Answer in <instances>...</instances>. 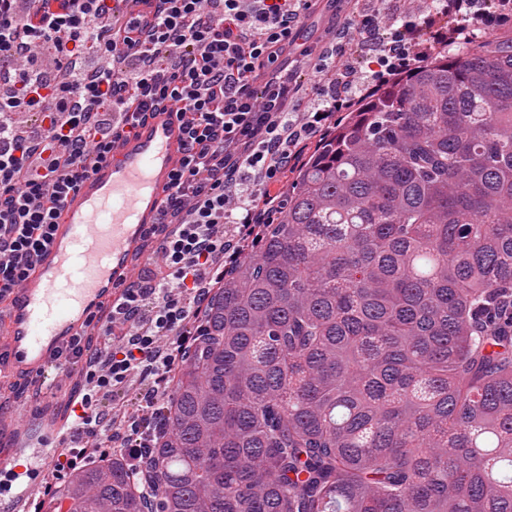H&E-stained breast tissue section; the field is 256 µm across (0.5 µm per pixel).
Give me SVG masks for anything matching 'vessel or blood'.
Here are the masks:
<instances>
[{
	"label": "vessel or blood",
	"instance_id": "obj_1",
	"mask_svg": "<svg viewBox=\"0 0 512 512\" xmlns=\"http://www.w3.org/2000/svg\"><path fill=\"white\" fill-rule=\"evenodd\" d=\"M183 143L182 126L168 108L154 111L136 136L116 142L108 162L65 201L33 274L0 304L9 368L33 387L44 385L57 349L129 281L130 258L160 219L184 160Z\"/></svg>",
	"mask_w": 512,
	"mask_h": 512
}]
</instances>
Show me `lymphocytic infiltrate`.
Here are the masks:
<instances>
[{
  "instance_id": "1",
  "label": "lymphocytic infiltrate",
  "mask_w": 512,
  "mask_h": 512,
  "mask_svg": "<svg viewBox=\"0 0 512 512\" xmlns=\"http://www.w3.org/2000/svg\"><path fill=\"white\" fill-rule=\"evenodd\" d=\"M14 0H0V303L22 287L47 248L59 210L82 176L98 167L114 142L133 134L149 113L175 106L187 143L171 179L159 223L165 278L139 279L111 307L123 334L101 349L87 335L73 337L52 360L57 373L80 368L87 390L70 399L77 444L54 457L44 496L61 491L72 472L124 454L146 497L156 483L146 468L163 432L161 404L177 366L198 344L201 314L211 287L239 262L260 224L273 223L283 203L280 186L301 165L309 140L324 135L350 96L314 84L307 109L291 108L299 90L282 57L296 44L310 0H29L35 18L21 25ZM152 17L139 29L131 7ZM438 13L499 31L512 27V0H434ZM118 17L119 30L98 26ZM417 20L394 29L382 54L366 67L377 84L415 69L411 41ZM52 43L60 61L75 67L88 46L134 57L133 80L118 69L83 75L78 83L42 82L37 45ZM41 109L43 130L26 134L4 114ZM122 113L110 126L100 111ZM146 390L128 415L114 417L106 394L123 391L133 375Z\"/></svg>"
}]
</instances>
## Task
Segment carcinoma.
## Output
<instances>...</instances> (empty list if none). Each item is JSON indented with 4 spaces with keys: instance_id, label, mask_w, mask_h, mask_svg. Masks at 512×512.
I'll list each match as a JSON object with an SVG mask.
<instances>
[{
    "instance_id": "obj_1",
    "label": "carcinoma",
    "mask_w": 512,
    "mask_h": 512,
    "mask_svg": "<svg viewBox=\"0 0 512 512\" xmlns=\"http://www.w3.org/2000/svg\"><path fill=\"white\" fill-rule=\"evenodd\" d=\"M428 49L291 171L203 310L141 496L48 512H512V32Z\"/></svg>"
}]
</instances>
